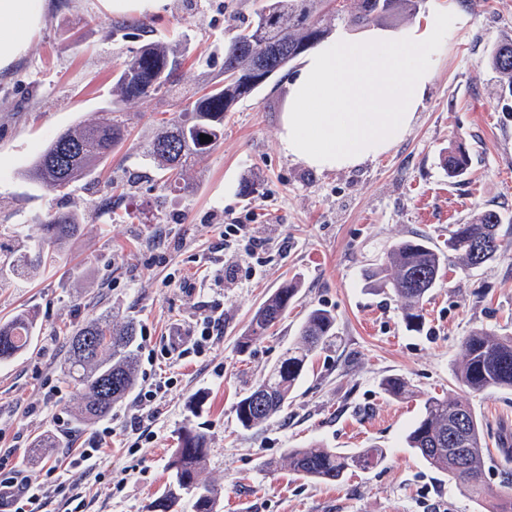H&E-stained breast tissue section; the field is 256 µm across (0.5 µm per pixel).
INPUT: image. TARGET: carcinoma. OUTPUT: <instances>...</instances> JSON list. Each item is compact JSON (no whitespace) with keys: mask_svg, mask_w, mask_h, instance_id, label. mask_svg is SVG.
<instances>
[{"mask_svg":"<svg viewBox=\"0 0 512 512\" xmlns=\"http://www.w3.org/2000/svg\"><path fill=\"white\" fill-rule=\"evenodd\" d=\"M317 0H264L246 25L224 41V78L210 84L199 97L179 96L176 72L186 53L180 41H150L117 70L113 78L112 107L99 121L70 128L55 136L41 151L30 170L31 177L51 190L89 178L123 146L126 133L124 105L157 97L176 99L179 115L164 121L147 145L144 156L169 184L178 186L191 160L209 151L224 137V114L268 82L265 73H277L289 62L322 44L331 28L316 14ZM336 19L354 27L389 25L401 14H413L419 0H323ZM278 49L267 72H258L256 60ZM497 74L502 94L512 97V41L497 44L487 55ZM210 137L201 141L200 135ZM448 174L464 175L470 167L466 149L458 144L448 152ZM499 212L487 209L465 224H455L448 234V249L455 252L463 270H473L497 260L502 251ZM75 211L56 212L39 225L37 259H51L79 230ZM444 255L419 235L394 243L384 262L366 272L371 286L389 288L401 302L407 329L419 330L424 322L423 303L443 275ZM288 283L273 292L257 309L241 349L262 339L278 323L295 296ZM36 323L27 314L0 322V361L23 353L31 344ZM336 317L324 309L311 310L304 319L300 342L288 348L267 377L240 398L239 423L246 429L261 426L284 410L307 366L310 352L335 335ZM137 327L129 321L120 329L104 317L93 318L72 330L66 359L67 376L83 390L76 420L91 424L107 416L112 404L128 395L136 382ZM463 358L456 373L459 386L471 393L512 391V336L476 331L463 339ZM383 390L397 398L408 394L406 382L397 377L382 381ZM408 447L418 452L435 470L453 476L468 495L481 499L486 457L483 425L471 405L448 393L424 399L419 419L406 436ZM209 448L204 434L186 427L170 468L174 480L152 503V512H172L186 494L192 512H217V492L200 483ZM383 456L380 448L345 453L312 446L288 451L289 465L304 478L338 481L353 469H370ZM489 512H512V486L494 497Z\"/></svg>","mask_w":512,"mask_h":512,"instance_id":"1","label":"carcinoma"}]
</instances>
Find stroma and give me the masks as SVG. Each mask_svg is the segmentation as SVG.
Masks as SVG:
<instances>
[{
	"label": "stroma",
	"mask_w": 512,
	"mask_h": 512,
	"mask_svg": "<svg viewBox=\"0 0 512 512\" xmlns=\"http://www.w3.org/2000/svg\"><path fill=\"white\" fill-rule=\"evenodd\" d=\"M263 0H167L150 29L111 33L101 0H50L27 52L0 71V319L35 315L29 350L0 363V455L43 478L41 512H149L168 486L183 428L203 433L210 453L201 480L221 492L218 512H487L455 481L405 443L424 398L458 392L462 341L478 329L512 335V103L483 63L512 40V0H457L469 17L446 40L424 105L391 151L352 169L318 172L279 145L290 63L224 119V138L198 156L178 187H166L143 155L173 101L125 106L131 131L94 177L53 191L28 171L57 134L98 119L112 101V78L132 49L188 35L178 73L191 94L221 73L224 40ZM464 144L472 165L448 175V150ZM494 209L502 256L464 272L449 255L427 297L424 325L408 330L388 290L365 271L396 241L422 234L445 249L448 228ZM57 211L82 217L54 264L37 261L40 224ZM255 225L270 237L257 276L244 271L241 245L224 223ZM298 291L282 320L248 349L239 343L263 301L283 283ZM224 328L207 355L151 356L174 325L191 327L213 308ZM324 308L337 336L312 353L287 408L262 427L243 429L238 399L261 382L299 339L306 314ZM98 316L138 327L137 384L173 377L157 416L139 421L134 395L115 403L112 437L95 470L66 469L96 424L75 422L81 400L62 373L63 329ZM404 379L401 399L381 387ZM483 421L488 453L482 481L493 492L512 481L501 437L512 438V392L468 394ZM69 425L56 430L57 420ZM60 446L47 459L31 450L44 435ZM321 444L353 453L382 449L373 468L336 482L303 478L288 451ZM57 468L46 477L44 465Z\"/></svg>",
	"instance_id": "35a3bbf8"
}]
</instances>
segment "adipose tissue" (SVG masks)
<instances>
[{
  "label": "adipose tissue",
  "mask_w": 512,
  "mask_h": 512,
  "mask_svg": "<svg viewBox=\"0 0 512 512\" xmlns=\"http://www.w3.org/2000/svg\"><path fill=\"white\" fill-rule=\"evenodd\" d=\"M47 8V0H0V70L26 53ZM469 22L449 0L413 26L341 33L310 50L288 80L284 155L323 172L389 152L411 129L448 34Z\"/></svg>",
  "instance_id": "ef3b65f1"
}]
</instances>
